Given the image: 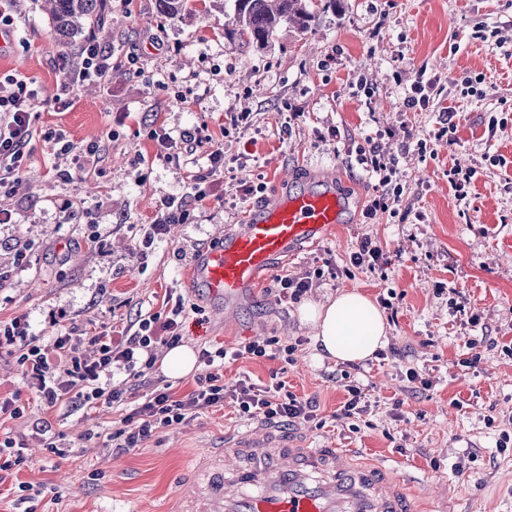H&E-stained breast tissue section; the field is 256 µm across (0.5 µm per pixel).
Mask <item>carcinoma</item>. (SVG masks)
I'll return each instance as SVG.
<instances>
[{
  "mask_svg": "<svg viewBox=\"0 0 512 512\" xmlns=\"http://www.w3.org/2000/svg\"><path fill=\"white\" fill-rule=\"evenodd\" d=\"M53 24V35L61 43L72 45L83 39L85 29L104 26L105 0H44ZM187 0H158L160 14L180 16ZM239 36L260 49L268 47L283 25H294L305 33L315 19L313 0H234Z\"/></svg>",
  "mask_w": 512,
  "mask_h": 512,
  "instance_id": "1",
  "label": "carcinoma"
}]
</instances>
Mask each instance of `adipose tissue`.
I'll use <instances>...</instances> for the list:
<instances>
[{"label":"adipose tissue","instance_id":"adipose-tissue-1","mask_svg":"<svg viewBox=\"0 0 512 512\" xmlns=\"http://www.w3.org/2000/svg\"><path fill=\"white\" fill-rule=\"evenodd\" d=\"M299 315L311 327L318 349L341 362L372 358L387 343L386 322L380 310L355 291L306 303L300 307Z\"/></svg>","mask_w":512,"mask_h":512}]
</instances>
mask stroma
<instances>
[{
	"instance_id": "stroma-1",
	"label": "stroma",
	"mask_w": 512,
	"mask_h": 512,
	"mask_svg": "<svg viewBox=\"0 0 512 512\" xmlns=\"http://www.w3.org/2000/svg\"><path fill=\"white\" fill-rule=\"evenodd\" d=\"M5 7L17 37L0 48V76L23 78L42 102L25 187L0 194V210L12 215L0 224V269L8 273L0 321L24 318L48 342L60 321L77 320L89 332L104 322L123 327L139 312H165L169 294L182 295L183 341L194 351L273 338L294 345L289 357L227 362L223 375L259 384L275 374L288 392L314 399L317 422L291 428L299 439L400 461L406 477L447 494L454 512H512V447L499 449L512 435V354L504 351L512 345V188L503 180L512 176V119L487 129L490 114L512 116V56L475 36L481 29L512 38V0H317L311 30L282 26L264 49L238 35L234 0H189L174 20L159 14L157 0H106L112 39L105 48L118 74L75 89L66 109L48 104L68 50L55 41L42 0ZM154 38L163 52L151 47ZM130 56L138 66L127 64ZM422 74L439 78L442 92L427 111L403 113ZM466 75L483 77V98L461 96ZM361 77L368 90L358 87ZM445 107L455 114L453 150L433 137ZM202 125L224 147L217 195L191 206L186 223L170 225L146 257H136L162 199L187 192L186 167L159 157L149 133L175 136ZM407 125L428 139L429 156L405 152ZM385 130L399 159L403 206L399 216L368 222L362 212L378 180L344 146ZM48 132L105 150L80 172L75 154L46 141ZM492 155L504 156L507 169L488 167ZM455 166L480 170L464 203L448 184ZM60 170L73 180L57 178ZM322 174L347 199V223L275 264L251 299L212 311L186 281L190 257L243 223L256 201L315 187ZM245 183L263 184L260 198H242ZM365 235L380 243L387 265H351ZM305 272L313 280L309 301L350 290L388 299L389 351L360 362L318 358L297 304L275 297L277 277ZM475 353L478 365L465 367ZM410 367L429 382L414 394L406 390ZM351 385L370 409L338 418ZM15 394L30 415L0 422V439L26 436L29 462L19 478L43 492L26 502L19 490H0V512H170L189 456L246 425L227 403L118 453L103 436L121 427L131 403L44 407L32 400L15 355L0 349V397ZM397 398L404 404L396 413ZM40 423L75 454H51L36 432Z\"/></svg>"
}]
</instances>
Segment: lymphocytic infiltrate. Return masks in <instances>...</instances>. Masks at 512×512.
I'll return each instance as SVG.
<instances>
[{"instance_id": "f902f5d3", "label": "lymphocytic infiltrate", "mask_w": 512, "mask_h": 512, "mask_svg": "<svg viewBox=\"0 0 512 512\" xmlns=\"http://www.w3.org/2000/svg\"><path fill=\"white\" fill-rule=\"evenodd\" d=\"M112 69V55L94 40H87L62 66V79L52 99L55 108L69 107L71 95L78 85L102 81ZM13 87L9 95H0V193L15 194L22 190L24 174L30 151L28 146L34 135L38 117L35 106L39 100L36 90L25 80L10 77ZM157 141L166 158L179 159L181 154L202 153L207 159L205 168L190 172L188 186L194 202H204L212 194L214 183L224 172V149L215 144L212 135L196 127L179 132L178 136L163 134ZM357 162L362 168L379 178L383 191L373 199L363 212L365 219L377 214H398L403 204V188L393 182L399 160L387 153L377 141H367L358 146ZM182 302L161 315H148L139 321L138 330L115 329L104 324L98 327L90 341L96 347L94 355L80 354L79 344L83 334L77 323L64 324L53 343L42 344L29 331L26 320L16 317L0 322V348L15 354L28 379L30 388L44 405L53 407L62 400L95 407L111 406L123 402L122 392L109 386L114 368L125 369L133 378H146L150 387L143 402L131 410L123 425L108 436V446L116 452L138 447L151 439L161 427L179 425L197 418L213 407L231 402L241 418L259 419L272 424L284 422H309L316 417L312 400H302L294 395H282V382L258 387L242 378L228 386L220 372L226 359H238L240 354L263 357L264 345L256 342L245 345L242 352H227L218 347L200 352V359L207 371L198 377L196 387L182 397H174L169 385L151 379L150 370L156 363L155 344L171 348L183 340L179 316ZM25 439L11 436L0 440V485L17 481L20 491L40 496L41 486L19 480L18 475L26 461Z\"/></svg>"}]
</instances>
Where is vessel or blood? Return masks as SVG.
I'll return each mask as SVG.
<instances>
[{"label": "vessel or blood", "mask_w": 512, "mask_h": 512, "mask_svg": "<svg viewBox=\"0 0 512 512\" xmlns=\"http://www.w3.org/2000/svg\"><path fill=\"white\" fill-rule=\"evenodd\" d=\"M344 210L328 184L279 194L196 254L190 282L215 309L245 301L278 260L327 237ZM177 499L181 512H421L422 506L397 465L350 448H309L268 423L225 433L208 453L191 456Z\"/></svg>", "instance_id": "b4317fda"}]
</instances>
